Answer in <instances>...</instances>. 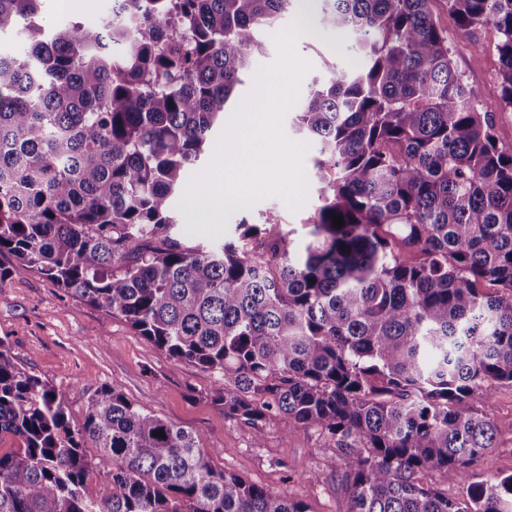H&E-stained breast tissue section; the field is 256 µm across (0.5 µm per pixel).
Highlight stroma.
<instances>
[{
	"label": "stroma",
	"mask_w": 512,
	"mask_h": 512,
	"mask_svg": "<svg viewBox=\"0 0 512 512\" xmlns=\"http://www.w3.org/2000/svg\"><path fill=\"white\" fill-rule=\"evenodd\" d=\"M111 6L112 0H83L79 8L69 7L68 0H41V16L53 25L96 23L108 16ZM429 8L448 37L458 70L487 111L494 113L500 146L511 148L512 112L498 109L501 86L495 28L460 29L445 0H430ZM307 28L298 41V51L313 62L314 69L302 83L300 96L304 99L315 83L327 79L335 69H351L361 56V47L352 37L322 28L318 12L309 13ZM316 157V150H308L307 197L298 211H291L274 197L244 211L229 210L227 227L211 232L210 241L227 238L241 218L254 224L274 218L293 230L297 248H304L306 226L320 205L322 191ZM0 338L26 370L66 394L73 415H83L94 391L109 386L200 436V446L215 468L304 501L309 512H344L343 474L326 465L336 451L322 447L316 434L290 431L287 419L280 418L270 424L262 445H255L252 430L226 421L223 410L213 403L211 393L217 385L213 374L175 361L123 320L64 293L40 273L27 271L0 284ZM478 410L497 429L489 453L492 469L503 475L512 473V386H497Z\"/></svg>",
	"instance_id": "obj_1"
}]
</instances>
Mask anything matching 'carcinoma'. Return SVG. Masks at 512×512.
<instances>
[{
    "mask_svg": "<svg viewBox=\"0 0 512 512\" xmlns=\"http://www.w3.org/2000/svg\"><path fill=\"white\" fill-rule=\"evenodd\" d=\"M37 2L0 0V35L22 40L0 50V253L15 258L0 283L35 270L211 372L257 447L278 417L316 432L345 469L346 512H512L475 409L512 385V151L429 0H321L364 54L297 117L324 156L302 254L273 219L188 245L171 210L295 0H112L106 20L50 29ZM447 2L461 29H496L512 112V0ZM4 435L21 446L0 452V512H307L113 388L73 415L0 339ZM88 442L112 480L100 499ZM448 469L457 497L430 481Z\"/></svg>",
    "mask_w": 512,
    "mask_h": 512,
    "instance_id": "carcinoma-1",
    "label": "carcinoma"
}]
</instances>
